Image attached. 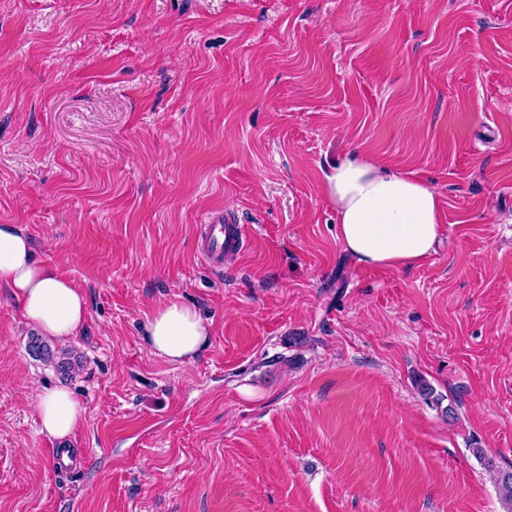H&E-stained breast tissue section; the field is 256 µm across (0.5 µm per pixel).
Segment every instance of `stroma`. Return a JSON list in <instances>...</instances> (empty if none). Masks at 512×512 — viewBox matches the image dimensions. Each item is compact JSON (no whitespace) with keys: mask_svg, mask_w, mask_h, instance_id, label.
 I'll return each instance as SVG.
<instances>
[{"mask_svg":"<svg viewBox=\"0 0 512 512\" xmlns=\"http://www.w3.org/2000/svg\"><path fill=\"white\" fill-rule=\"evenodd\" d=\"M354 152L438 190L421 264L345 253ZM215 211L249 231L219 270ZM0 224L87 302L64 377L0 285V512H506L512 0H0ZM176 298L184 364L142 338ZM210 332V325L193 306L173 299L153 312L145 325L144 338L156 356L183 364L207 344ZM85 412L76 396L66 388L42 393L35 403L40 432L51 439H63L75 434Z\"/></svg>","mask_w":512,"mask_h":512,"instance_id":"obj_1","label":"stroma"}]
</instances>
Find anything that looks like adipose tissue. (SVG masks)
<instances>
[{
  "mask_svg": "<svg viewBox=\"0 0 512 512\" xmlns=\"http://www.w3.org/2000/svg\"><path fill=\"white\" fill-rule=\"evenodd\" d=\"M325 194L336 207L344 249L365 267H411L433 251L444 227L439 193L412 174L353 153L323 175ZM0 284L10 288L25 318L60 342L72 340L87 317L84 293L59 270L37 260L30 237L13 224L0 225ZM210 326L181 300L161 304L144 329L152 352L185 363L207 344ZM35 413L42 434H75L85 415L66 388L38 395Z\"/></svg>",
  "mask_w": 512,
  "mask_h": 512,
  "instance_id": "obj_1",
  "label": "adipose tissue"
}]
</instances>
